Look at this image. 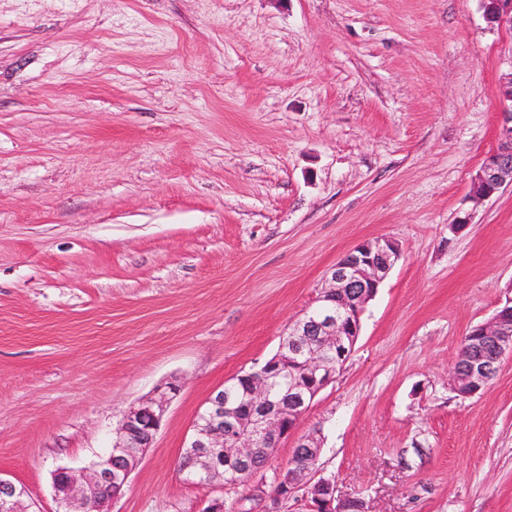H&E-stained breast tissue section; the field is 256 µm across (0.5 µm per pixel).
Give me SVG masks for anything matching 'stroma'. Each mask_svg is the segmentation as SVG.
Returning a JSON list of instances; mask_svg holds the SVG:
<instances>
[{"label": "stroma", "instance_id": "35a3bbf8", "mask_svg": "<svg viewBox=\"0 0 512 512\" xmlns=\"http://www.w3.org/2000/svg\"><path fill=\"white\" fill-rule=\"evenodd\" d=\"M512 32L477 0H0V470L39 512L176 383L112 512L234 507L179 458L364 239L401 256L297 431L366 512H512V357L451 389L512 295L481 206Z\"/></svg>", "mask_w": 512, "mask_h": 512}]
</instances>
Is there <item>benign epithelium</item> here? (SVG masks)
<instances>
[{
  "instance_id": "obj_1",
  "label": "benign epithelium",
  "mask_w": 512,
  "mask_h": 512,
  "mask_svg": "<svg viewBox=\"0 0 512 512\" xmlns=\"http://www.w3.org/2000/svg\"><path fill=\"white\" fill-rule=\"evenodd\" d=\"M483 18L491 28L512 27V0H479ZM502 111L499 114L497 144L476 173L470 197L480 204L505 187H512V71L500 83ZM401 255L399 244L390 238L366 240L340 257L327 272L326 287L317 304L288 332L281 341V355L248 373L250 386L245 401H221L211 394L205 411L209 422L193 424L188 443L204 452L198 459L204 471L222 466L229 468L237 480L250 482L257 471L252 460L259 453H269L281 440L295 434L299 420L318 393L331 383L336 372L350 356L360 336L361 315L365 305L376 294ZM485 346L480 355L462 349L450 371L452 388L462 397H471L489 383L497 373L501 359L512 355V297L487 322L470 333ZM178 386L156 390L153 396L127 411L114 448H148L158 431L164 410ZM301 449V466L283 467L275 484L288 492L307 482L314 474V462L320 449L318 432L297 439ZM207 448H220L222 454H209ZM137 454L124 466L112 464V458L96 462L87 472L58 467L53 471L56 501L67 512H103L113 497L96 501L91 495L116 483L128 481L140 461ZM316 503L313 512H362L360 501H336V486L327 479L316 481L310 488ZM25 488L0 472V512H22Z\"/></svg>"
}]
</instances>
